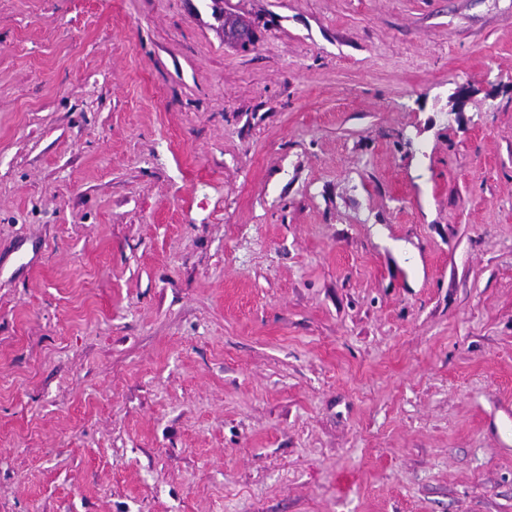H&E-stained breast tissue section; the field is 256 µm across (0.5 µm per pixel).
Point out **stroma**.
Listing matches in <instances>:
<instances>
[{
	"label": "stroma",
	"instance_id": "obj_1",
	"mask_svg": "<svg viewBox=\"0 0 512 512\" xmlns=\"http://www.w3.org/2000/svg\"><path fill=\"white\" fill-rule=\"evenodd\" d=\"M0 512H512V0H0Z\"/></svg>",
	"mask_w": 512,
	"mask_h": 512
}]
</instances>
